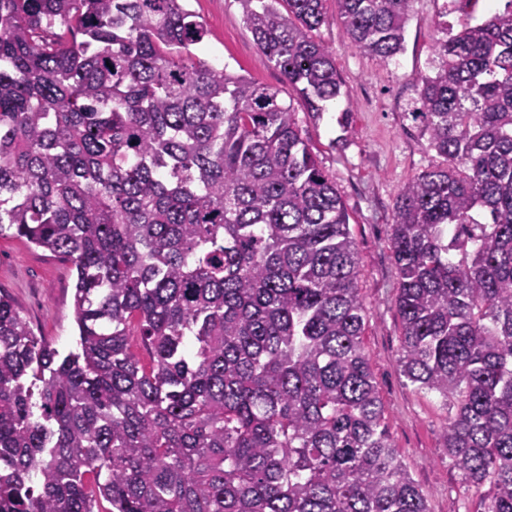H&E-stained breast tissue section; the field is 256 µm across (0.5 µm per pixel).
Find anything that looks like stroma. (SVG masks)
Listing matches in <instances>:
<instances>
[{"label": "stroma", "instance_id": "1", "mask_svg": "<svg viewBox=\"0 0 512 512\" xmlns=\"http://www.w3.org/2000/svg\"><path fill=\"white\" fill-rule=\"evenodd\" d=\"M209 31L204 57L228 65L258 84L291 97L283 74L259 51L237 0H186ZM326 22L317 38L326 43L352 102L349 132L337 123L342 107L328 105L315 115L299 109L296 117L313 152L350 215L365 307L363 344L385 408V424L430 512H486L489 487L473 489L444 447L447 412L433 394L416 389L400 372L402 327L395 308L396 265L390 248L394 203L401 186L435 164L437 158L416 131L410 116L416 85L428 70L440 21L459 16L449 0H414L405 50L383 62L355 48L345 37L335 0H326ZM75 270L57 257L15 237L0 238V290L10 295L35 336L59 351L74 341Z\"/></svg>", "mask_w": 512, "mask_h": 512}]
</instances>
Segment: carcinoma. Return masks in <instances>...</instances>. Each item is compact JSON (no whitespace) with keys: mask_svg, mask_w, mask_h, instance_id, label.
I'll list each match as a JSON object with an SVG mask.
<instances>
[{"mask_svg":"<svg viewBox=\"0 0 512 512\" xmlns=\"http://www.w3.org/2000/svg\"><path fill=\"white\" fill-rule=\"evenodd\" d=\"M309 112L324 0H237ZM414 0H336L389 61ZM438 24L399 190L398 362L512 512V0ZM63 32L51 31L55 26ZM184 0H0V237L69 259L62 353L0 293V512H429L362 343L357 249L293 102L196 51ZM138 336L150 366L132 352Z\"/></svg>","mask_w":512,"mask_h":512,"instance_id":"1","label":"carcinoma"}]
</instances>
